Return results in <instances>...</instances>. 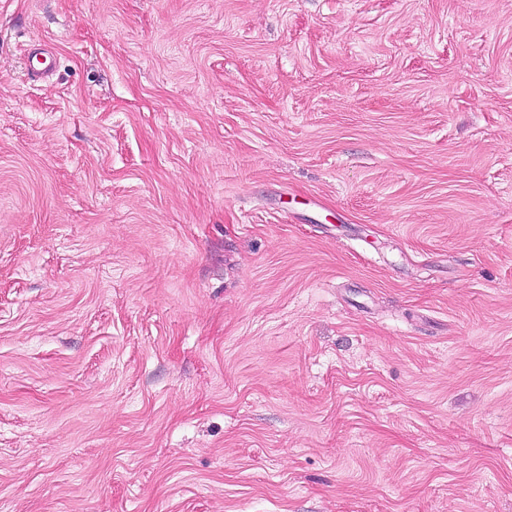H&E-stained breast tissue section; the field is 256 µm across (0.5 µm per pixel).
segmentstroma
Instances as JSON below:
<instances>
[{
	"instance_id": "35a3bbf8",
	"label": "stroma",
	"mask_w": 512,
	"mask_h": 512,
	"mask_svg": "<svg viewBox=\"0 0 512 512\" xmlns=\"http://www.w3.org/2000/svg\"><path fill=\"white\" fill-rule=\"evenodd\" d=\"M0 512H512V0H0Z\"/></svg>"
}]
</instances>
